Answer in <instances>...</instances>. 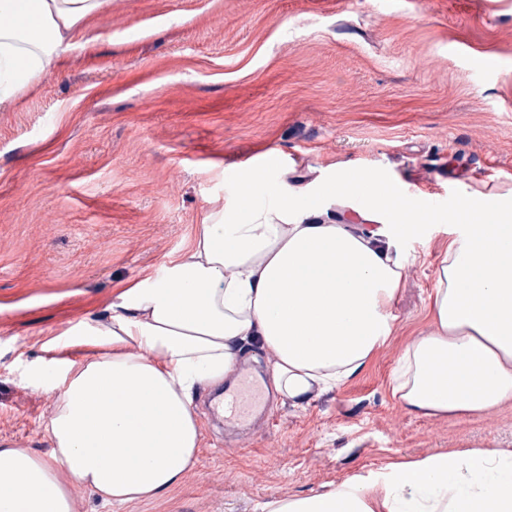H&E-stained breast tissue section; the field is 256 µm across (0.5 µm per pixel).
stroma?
<instances>
[{"label": "stroma", "instance_id": "stroma-1", "mask_svg": "<svg viewBox=\"0 0 512 512\" xmlns=\"http://www.w3.org/2000/svg\"><path fill=\"white\" fill-rule=\"evenodd\" d=\"M0 112V447L48 456L55 397L32 372L93 354L68 330L184 254L240 186L308 195L338 168L414 187L434 214L399 243L394 332L309 405L212 423L199 387L195 467L166 496L76 512H266L403 458L512 450V402L425 417L392 394L405 345L431 326L436 270L462 197L512 203V0H110Z\"/></svg>", "mask_w": 512, "mask_h": 512}]
</instances>
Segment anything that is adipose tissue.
<instances>
[{
	"label": "adipose tissue",
	"instance_id": "obj_1",
	"mask_svg": "<svg viewBox=\"0 0 512 512\" xmlns=\"http://www.w3.org/2000/svg\"><path fill=\"white\" fill-rule=\"evenodd\" d=\"M106 0H0V110L83 40ZM366 203L388 223L323 219L330 197ZM303 218L289 223V210ZM436 271L433 326L405 348L392 393L415 413L481 414L512 400V209L460 199ZM432 219L374 173L341 170L314 194L256 203L253 182L233 217L208 212L190 249L145 275L76 343L99 355L32 379L56 391L41 458L0 448V512H75L58 476L116 503L153 499L197 461L191 411L200 385L232 377L247 346L269 354L282 400L310 403L360 372L393 333L403 277L397 250ZM269 512H512V451L470 449L397 461L325 494L276 500Z\"/></svg>",
	"mask_w": 512,
	"mask_h": 512
}]
</instances>
